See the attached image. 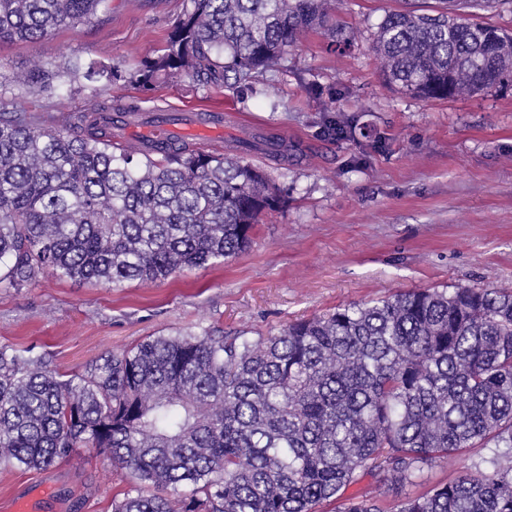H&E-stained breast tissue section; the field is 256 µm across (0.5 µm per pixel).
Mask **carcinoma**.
<instances>
[{"label": "carcinoma", "mask_w": 512, "mask_h": 512, "mask_svg": "<svg viewBox=\"0 0 512 512\" xmlns=\"http://www.w3.org/2000/svg\"><path fill=\"white\" fill-rule=\"evenodd\" d=\"M108 0H0V43L34 42L97 15ZM399 10L372 50L400 92L444 100L488 95L512 80V33ZM326 30V0H188L164 52L129 82L186 77L249 85L300 36ZM120 78L100 61L69 59L27 73L33 96L81 79ZM103 105L48 124L0 111V288L46 273L117 288L223 262L284 204L264 170L242 157L161 142L120 145ZM324 132L351 140L358 119L327 109ZM257 145L285 157L283 141ZM92 448L131 471L112 512H512V290L458 285L350 303L274 336L209 331L149 337L82 372L0 346V465L42 470ZM472 448L481 465L420 486L424 470ZM419 486L392 503L387 476ZM374 490L345 494L364 477Z\"/></svg>", "instance_id": "cac0c4a2"}]
</instances>
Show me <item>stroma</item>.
<instances>
[{
	"instance_id": "stroma-1",
	"label": "stroma",
	"mask_w": 512,
	"mask_h": 512,
	"mask_svg": "<svg viewBox=\"0 0 512 512\" xmlns=\"http://www.w3.org/2000/svg\"><path fill=\"white\" fill-rule=\"evenodd\" d=\"M435 0H330V24L352 30L346 48L327 31L303 34L253 88L215 89L185 77L143 89L125 81L74 84L33 98L19 75L74 57L125 71L160 54L186 0H111L108 13L32 42L0 44V107L44 116L91 112L110 102L142 112L224 111V141L272 133L277 161L246 153L287 203L268 212L251 247L223 264L120 288L52 274L0 290V345L44 356L69 374L152 336L210 331L270 336L288 323L415 288L512 287V82L496 93L448 100L400 93L383 79L371 44L396 10ZM358 115L354 141L323 136L327 107ZM385 134L383 152L363 144ZM128 470L80 448L46 470L0 467V512H112Z\"/></svg>"
}]
</instances>
